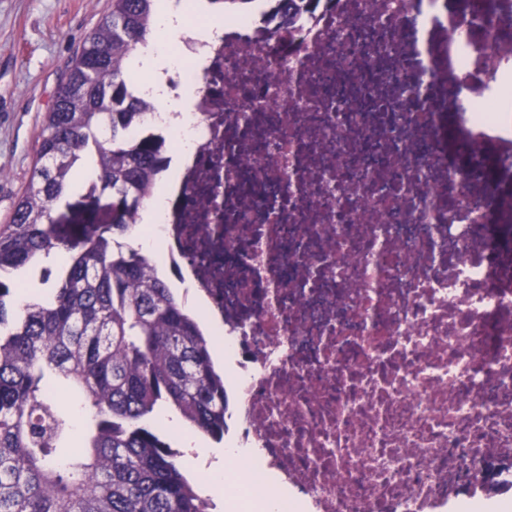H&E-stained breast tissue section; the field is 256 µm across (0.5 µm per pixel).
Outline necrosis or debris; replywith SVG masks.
<instances>
[{
    "label": "necrosis or debris",
    "mask_w": 512,
    "mask_h": 512,
    "mask_svg": "<svg viewBox=\"0 0 512 512\" xmlns=\"http://www.w3.org/2000/svg\"><path fill=\"white\" fill-rule=\"evenodd\" d=\"M439 0H277L185 37L201 137L157 226L221 328L239 383L228 432L261 469L230 499L280 512H512V255L478 167L451 174L428 36ZM448 41L453 112L512 140V48Z\"/></svg>",
    "instance_id": "4bbe7bcc"
}]
</instances>
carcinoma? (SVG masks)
I'll return each instance as SVG.
<instances>
[{"label": "carcinoma", "instance_id": "obj_1", "mask_svg": "<svg viewBox=\"0 0 512 512\" xmlns=\"http://www.w3.org/2000/svg\"><path fill=\"white\" fill-rule=\"evenodd\" d=\"M314 0H279L289 25ZM157 0H111L59 88L30 182L0 225V512H208L180 453L146 419L165 405L220 441L228 404L209 341L138 250L116 241L137 225L164 165L154 135H137L140 102L125 79L147 44ZM95 153L87 196L112 200L109 225L59 224L54 210ZM66 253L35 300L13 275ZM91 412L85 451L53 390Z\"/></svg>", "mask_w": 512, "mask_h": 512}]
</instances>
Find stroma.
Wrapping results in <instances>:
<instances>
[{"mask_svg":"<svg viewBox=\"0 0 512 512\" xmlns=\"http://www.w3.org/2000/svg\"><path fill=\"white\" fill-rule=\"evenodd\" d=\"M111 0H0V224L33 171L59 86Z\"/></svg>","mask_w":512,"mask_h":512,"instance_id":"35a3bbf8","label":"stroma"}]
</instances>
